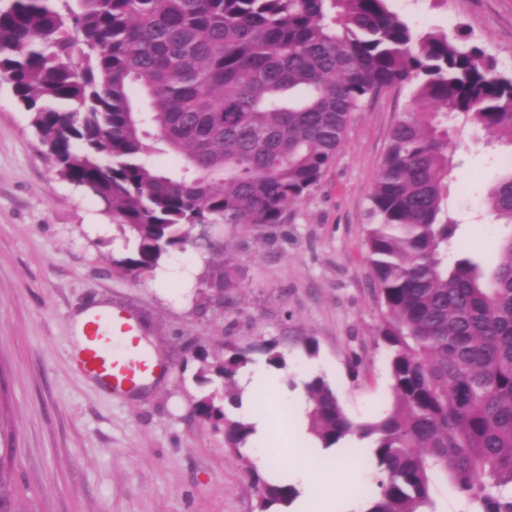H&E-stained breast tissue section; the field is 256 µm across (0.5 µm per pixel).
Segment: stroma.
Listing matches in <instances>:
<instances>
[{"label": "stroma", "mask_w": 512, "mask_h": 512, "mask_svg": "<svg viewBox=\"0 0 512 512\" xmlns=\"http://www.w3.org/2000/svg\"><path fill=\"white\" fill-rule=\"evenodd\" d=\"M390 6L419 31L467 27L498 70L512 73V0ZM409 100L405 87L367 98L319 183L283 223L212 225L135 280L112 269L124 242L111 215L59 176L31 113L0 86V448L12 449L32 512H258L249 450L226 448L222 431L193 416L201 396L224 391L221 378L198 379L199 358L228 343L255 351L272 339L287 357L279 371L255 351L249 367L263 380L257 396L271 418L268 434L290 455L286 473L310 456L327 471L351 467L347 450L317 449L307 435L294 442L286 402L303 398V381L320 375L356 421L393 405L365 230L390 132ZM455 160L448 209L460 227L448 257L465 252L496 264L504 227L485 199L512 167V147L470 131ZM214 241L239 270L229 306L206 299ZM93 303L134 317L160 368L152 383L116 397L76 373L72 321Z\"/></svg>", "instance_id": "35a3bbf8"}]
</instances>
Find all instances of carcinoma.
<instances>
[{
    "label": "carcinoma",
    "mask_w": 512,
    "mask_h": 512,
    "mask_svg": "<svg viewBox=\"0 0 512 512\" xmlns=\"http://www.w3.org/2000/svg\"><path fill=\"white\" fill-rule=\"evenodd\" d=\"M0 81L32 113L59 175L95 188L130 252L112 269L137 279L211 224L283 222L320 181L350 115L385 88L412 87L392 128L366 230L385 319L394 406L357 423L320 376L304 383L307 432L322 449L358 442L376 470L364 512H430L436 475L479 508L512 512V170L486 205L507 228L500 261L448 264L458 224L446 202L461 119L512 146V74L465 32H418L389 0H0ZM169 154L168 173L151 158ZM209 287H241L211 244ZM268 365L286 368L271 341ZM252 362L225 345L203 364L224 377L196 415L244 448L232 419L237 376ZM298 491L261 484L259 512ZM0 507L30 512L9 454Z\"/></svg>",
    "instance_id": "obj_1"
}]
</instances>
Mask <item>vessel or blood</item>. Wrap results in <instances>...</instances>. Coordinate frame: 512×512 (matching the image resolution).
I'll return each instance as SVG.
<instances>
[{
  "instance_id": "obj_1",
  "label": "vessel or blood",
  "mask_w": 512,
  "mask_h": 512,
  "mask_svg": "<svg viewBox=\"0 0 512 512\" xmlns=\"http://www.w3.org/2000/svg\"><path fill=\"white\" fill-rule=\"evenodd\" d=\"M74 361L78 374L117 395L145 385L155 371L150 354L138 340L132 317L113 311L90 315Z\"/></svg>"
}]
</instances>
